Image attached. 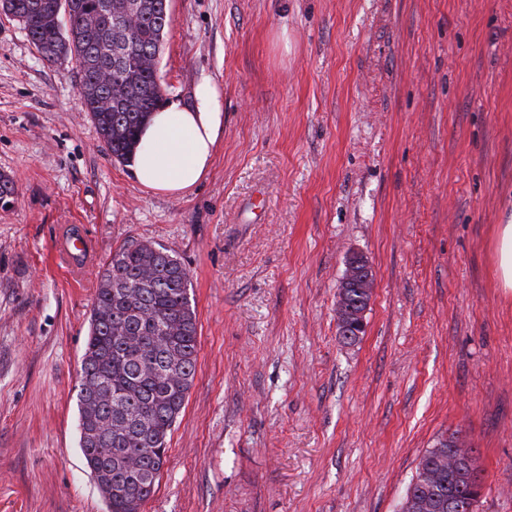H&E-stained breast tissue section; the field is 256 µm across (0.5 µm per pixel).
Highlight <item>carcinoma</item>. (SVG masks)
<instances>
[{"mask_svg":"<svg viewBox=\"0 0 512 512\" xmlns=\"http://www.w3.org/2000/svg\"><path fill=\"white\" fill-rule=\"evenodd\" d=\"M0 0L44 60L70 65L86 112L112 157L127 161L142 127L164 102L158 76L170 25L162 0H144L135 23L115 20L129 0ZM77 384L78 447L96 482L107 475L108 512H140L168 458L171 430L196 372L198 327L190 272L167 249L130 242L100 272ZM475 451L437 438L417 465L399 512H477Z\"/></svg>","mask_w":512,"mask_h":512,"instance_id":"obj_1","label":"carcinoma"}]
</instances>
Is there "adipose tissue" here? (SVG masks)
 <instances>
[{"mask_svg": "<svg viewBox=\"0 0 512 512\" xmlns=\"http://www.w3.org/2000/svg\"><path fill=\"white\" fill-rule=\"evenodd\" d=\"M223 134L219 89L211 79H201L191 104L170 101L152 114L130 161L131 170L146 189L181 195L210 171Z\"/></svg>", "mask_w": 512, "mask_h": 512, "instance_id": "ef3b65f1", "label": "adipose tissue"}]
</instances>
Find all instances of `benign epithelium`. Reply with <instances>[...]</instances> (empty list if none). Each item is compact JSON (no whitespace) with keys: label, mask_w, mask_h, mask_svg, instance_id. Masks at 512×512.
I'll use <instances>...</instances> for the list:
<instances>
[{"label":"benign epithelium","mask_w":512,"mask_h":512,"mask_svg":"<svg viewBox=\"0 0 512 512\" xmlns=\"http://www.w3.org/2000/svg\"><path fill=\"white\" fill-rule=\"evenodd\" d=\"M375 288V277L371 265L366 257L353 253L345 261V271L339 285V299L337 301V328L338 335L346 342H354L365 331L366 309L361 303L351 304L347 290L354 289L360 295L372 294Z\"/></svg>","instance_id":"obj_1"}]
</instances>
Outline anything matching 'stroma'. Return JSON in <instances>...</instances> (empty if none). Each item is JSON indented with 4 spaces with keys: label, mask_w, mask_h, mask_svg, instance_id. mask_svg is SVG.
I'll return each mask as SVG.
<instances>
[{
    "label": "stroma",
    "mask_w": 512,
    "mask_h": 512,
    "mask_svg": "<svg viewBox=\"0 0 512 512\" xmlns=\"http://www.w3.org/2000/svg\"><path fill=\"white\" fill-rule=\"evenodd\" d=\"M167 97L210 78L205 179L154 193L76 87L0 15V512H106L76 385L99 271L132 242L189 269L197 367L140 512H396L440 436L512 512V0H170ZM97 263L65 264L63 227ZM375 290L337 332L347 256ZM494 274L499 288L512 291V216L506 224H498L495 240ZM339 288L341 289H339L337 301L338 335L346 342H355L365 331V313L368 306L362 308L360 302L353 306L349 302L347 290L355 289L360 294L353 293L356 298L365 297V294L372 295L373 288H375V277L366 257L357 253L347 257Z\"/></svg>",
    "instance_id": "1"
}]
</instances>
